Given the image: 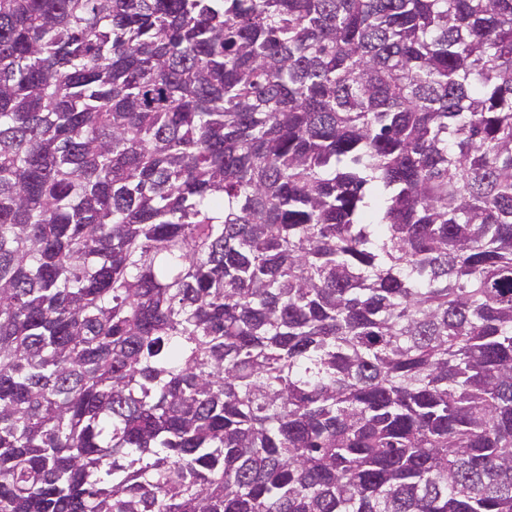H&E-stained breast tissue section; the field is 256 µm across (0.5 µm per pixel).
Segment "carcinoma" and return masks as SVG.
<instances>
[{
	"label": "carcinoma",
	"mask_w": 512,
	"mask_h": 512,
	"mask_svg": "<svg viewBox=\"0 0 512 512\" xmlns=\"http://www.w3.org/2000/svg\"><path fill=\"white\" fill-rule=\"evenodd\" d=\"M0 512H512V0H0Z\"/></svg>",
	"instance_id": "1"
}]
</instances>
